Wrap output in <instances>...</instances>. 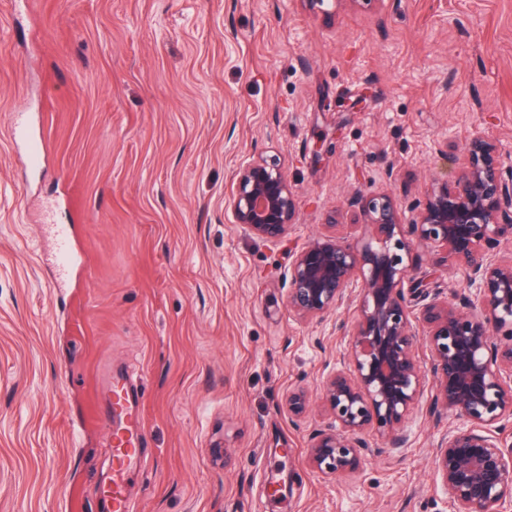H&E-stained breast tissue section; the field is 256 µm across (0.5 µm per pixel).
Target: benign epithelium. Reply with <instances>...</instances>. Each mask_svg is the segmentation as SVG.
<instances>
[{
	"label": "benign epithelium",
	"instance_id": "benign-epithelium-1",
	"mask_svg": "<svg viewBox=\"0 0 512 512\" xmlns=\"http://www.w3.org/2000/svg\"><path fill=\"white\" fill-rule=\"evenodd\" d=\"M344 1L352 7L374 0H305L327 15ZM468 162L454 180L433 184L423 209L406 224L396 201L381 193L354 197L365 231L352 240L328 224L294 256L288 270V309L301 320L357 307L347 360L324 383V405L335 425L315 430L307 465L322 474L355 472L363 454L375 453L366 434L374 430L394 450L407 438L402 423L418 403L426 375L435 389L433 411L455 413L462 425L436 445L435 465L448 490L451 512H494L512 500V443L485 431L512 428V167L502 164L495 143L481 137L467 148ZM229 205L235 223L253 236L277 242L296 214L295 194L276 162L253 160L236 173ZM441 248L444 264L465 260L468 293L415 301L428 284L413 281L405 293L412 250ZM426 337L429 369L416 350ZM288 414L309 410L305 389L288 392Z\"/></svg>",
	"mask_w": 512,
	"mask_h": 512
}]
</instances>
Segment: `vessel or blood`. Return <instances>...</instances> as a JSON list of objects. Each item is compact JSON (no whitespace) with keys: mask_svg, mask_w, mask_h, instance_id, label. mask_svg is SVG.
<instances>
[{"mask_svg":"<svg viewBox=\"0 0 512 512\" xmlns=\"http://www.w3.org/2000/svg\"><path fill=\"white\" fill-rule=\"evenodd\" d=\"M11 138L27 167L42 168L46 148L24 113H16ZM51 233L57 271L59 275H68L74 265L73 230L70 225L55 224ZM93 414L111 439L112 480L99 491L101 508L103 512H132L126 489L131 476L145 463L143 449L147 444V433L142 423L140 395L125 374L116 371L108 375L96 392Z\"/></svg>","mask_w":512,"mask_h":512,"instance_id":"1","label":"vessel or blood"}]
</instances>
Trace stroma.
Listing matches in <instances>:
<instances>
[{
    "label": "stroma",
    "mask_w": 512,
    "mask_h": 512,
    "mask_svg": "<svg viewBox=\"0 0 512 512\" xmlns=\"http://www.w3.org/2000/svg\"><path fill=\"white\" fill-rule=\"evenodd\" d=\"M27 112L45 173L10 146ZM477 137L512 163V0H0V512H98L112 475L93 418L101 369L142 388L134 512H450L434 448L460 421L425 387L407 447L378 435L347 476L305 464L330 424L323 382L355 309L300 322L294 255L326 223L361 235L351 197L386 191L411 220ZM276 160L297 199L279 242L235 224L240 165ZM81 262L54 286L47 223ZM450 299L465 263L415 247ZM304 387L312 411L284 401ZM292 479L293 493L270 485Z\"/></svg>",
    "instance_id": "35a3bbf8"
}]
</instances>
